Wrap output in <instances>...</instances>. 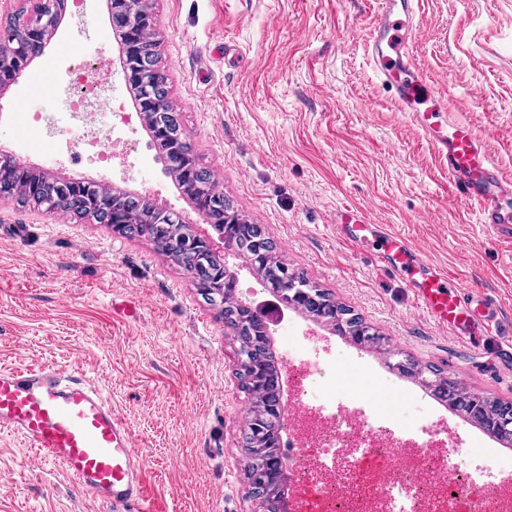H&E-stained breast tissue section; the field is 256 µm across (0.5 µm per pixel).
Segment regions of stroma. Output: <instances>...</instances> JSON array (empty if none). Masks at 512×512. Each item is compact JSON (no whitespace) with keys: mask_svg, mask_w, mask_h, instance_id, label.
Instances as JSON below:
<instances>
[{"mask_svg":"<svg viewBox=\"0 0 512 512\" xmlns=\"http://www.w3.org/2000/svg\"><path fill=\"white\" fill-rule=\"evenodd\" d=\"M156 18L168 101L202 164L277 256L424 367L468 391L512 402V244L495 240L475 202L414 133L367 64L361 43L375 0H145ZM107 0H67L38 57L55 87L93 62L112 90L111 172L89 141L48 135L57 95L30 93L24 70L0 85V148L56 181L122 189L171 209L208 239L236 300L270 293L218 228L178 187L142 123L121 71ZM417 66L448 107L484 137L512 175V0H425L413 36ZM387 224L474 294L491 333L463 336L434 322L402 281L336 226L345 211ZM270 350L283 379L303 363L338 396L365 392L394 418L425 409L456 445L455 469L476 454L512 461V446L483 432L415 380L379 346L337 336L294 309L275 316ZM238 344L187 272L144 239L111 226L0 200V368L52 365L81 372L109 396L144 460L160 512H259L247 495L242 428L251 400L237 374ZM0 512H109L61 467L0 432Z\"/></svg>","mask_w":512,"mask_h":512,"instance_id":"obj_1","label":"stroma"}]
</instances>
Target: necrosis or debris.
<instances>
[{"label": "necrosis or debris", "instance_id": "4bbe7bcc", "mask_svg": "<svg viewBox=\"0 0 512 512\" xmlns=\"http://www.w3.org/2000/svg\"><path fill=\"white\" fill-rule=\"evenodd\" d=\"M96 73L90 67L73 74L72 84L89 87L91 95L71 97L69 133L85 132L83 112L109 98ZM295 385L301 402L290 413L294 437L317 451L311 469L297 471L295 512H474L475 502L485 497L492 512H512V479L502 464L483 460L468 472L454 471L447 448L409 438L408 426L392 421L375 404L368 405L363 419L303 404L310 394L330 396L314 366L296 370ZM433 472L448 478L431 481Z\"/></svg>", "mask_w": 512, "mask_h": 512}]
</instances>
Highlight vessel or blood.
<instances>
[{
    "mask_svg": "<svg viewBox=\"0 0 512 512\" xmlns=\"http://www.w3.org/2000/svg\"><path fill=\"white\" fill-rule=\"evenodd\" d=\"M421 0H376L364 42L369 66L399 111L448 167L455 189L479 206L482 223L512 242V176L489 154L483 136L452 112L416 66L410 46ZM348 243L380 240L381 262L396 272L439 324L471 334L477 326L458 282L405 237L380 224H348ZM0 430L23 438L112 512H157L146 493L140 455L125 420L104 391L81 373L40 366L0 369Z\"/></svg>",
    "mask_w": 512,
    "mask_h": 512,
    "instance_id": "1",
    "label": "vessel or blood"
}]
</instances>
